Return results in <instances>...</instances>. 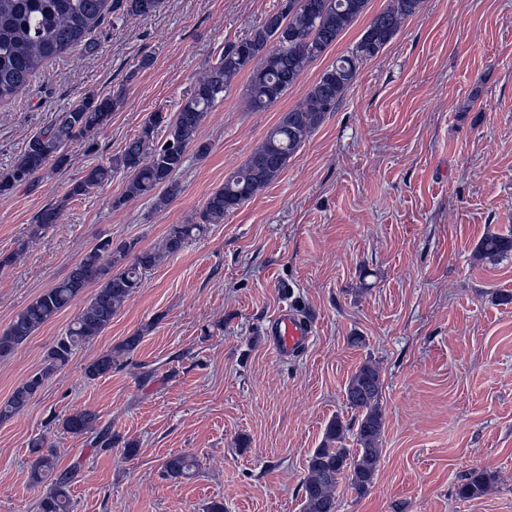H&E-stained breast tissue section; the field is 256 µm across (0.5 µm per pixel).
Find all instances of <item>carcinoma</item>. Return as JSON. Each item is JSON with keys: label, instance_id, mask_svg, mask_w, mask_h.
I'll return each instance as SVG.
<instances>
[{"label": "carcinoma", "instance_id": "obj_1", "mask_svg": "<svg viewBox=\"0 0 512 512\" xmlns=\"http://www.w3.org/2000/svg\"><path fill=\"white\" fill-rule=\"evenodd\" d=\"M421 0H392L390 6L372 18L360 39L347 54L336 58L309 89L303 100L283 113L265 135L249 159L211 193L191 224H173L161 246L134 252L136 243L117 247L102 238L87 251L69 275L19 311L0 332V357L11 354L43 324L81 298L92 285L91 295L61 337L48 352L41 370L22 381L10 397L0 402V420L22 411L46 379L65 367L74 351L99 336L123 304L139 288L143 274L163 257L180 251L192 237L210 224H221L224 216L237 209L269 185L288 165L308 136L327 113L336 110L345 92L356 79L360 65L379 55L394 38L402 20L414 15ZM368 0H288L287 5L251 29L241 39L224 47L217 60L206 68L186 93L174 119L156 112L141 132L129 139L112 164L95 165L71 184L66 198L85 196L111 180L118 169L128 180L121 196L113 201L120 207L132 200L151 196L158 208L177 198L182 187L177 174L183 167L186 150L195 148L200 157L209 144L199 139L207 112L223 99L224 91L243 71L250 72L247 102L262 111L279 101L298 81L307 66L324 55L337 38L366 10ZM160 0H0V102L22 92L49 61L77 47L90 53L95 49L92 32L110 12L147 18ZM122 103L121 96L90 90L68 111L58 114L49 125L33 135L24 151L10 167L0 170V195L24 186L32 187L47 165L62 169L68 165L65 147L107 126ZM165 139L157 142L158 130ZM63 203L43 208L32 225L30 237L57 223ZM479 257L495 263L512 255V230L486 235L478 243ZM141 341L134 333L115 349L107 350L85 364L88 380L103 378L118 368L121 354L133 353ZM383 381L378 368L366 361L350 377L345 388L347 404L357 414L345 424L336 417L326 428L318 448L307 460L302 481L301 512H336V489L346 483L358 495L374 485L385 431L382 409ZM99 417L90 410L68 415L63 429L74 436H93V445L112 447V432L98 427ZM353 431L355 447L345 445ZM37 456L31 466L35 484L48 483L39 512H70L68 490L75 470L59 471L56 456L39 439L32 444ZM196 460L188 454L170 456L163 469L167 476L189 478ZM495 481L486 469H473L457 485L455 495L463 499L483 496Z\"/></svg>", "mask_w": 512, "mask_h": 512}]
</instances>
